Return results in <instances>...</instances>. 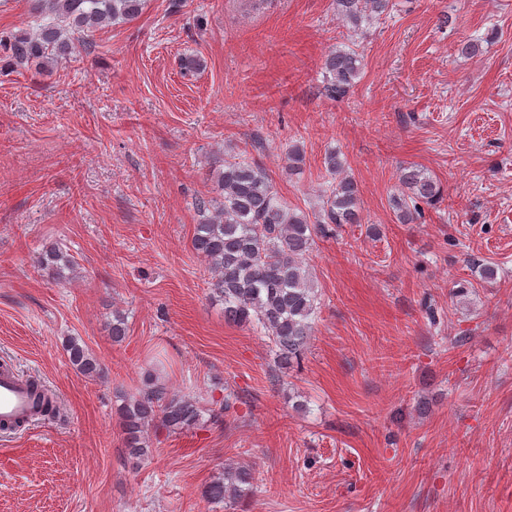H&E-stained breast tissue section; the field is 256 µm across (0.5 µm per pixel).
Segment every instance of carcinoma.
I'll list each match as a JSON object with an SVG mask.
<instances>
[{"mask_svg": "<svg viewBox=\"0 0 512 512\" xmlns=\"http://www.w3.org/2000/svg\"><path fill=\"white\" fill-rule=\"evenodd\" d=\"M38 13L36 31L0 36V51L9 62L27 65L37 59L67 57L76 42L98 27L118 24L137 16L143 0H33ZM336 17L350 33V43L331 50L324 61V92L340 99L357 83L362 56L354 44L363 26L387 12L390 0H334ZM333 182L322 198L318 213L310 215L289 207L279 195L269 173L247 154L224 161L219 174L223 201L201 199L196 204L201 220L192 238L194 251L213 274L214 300L224 305V317L234 323L264 331L283 365L300 358L313 329L317 294L305 263L314 236L326 234L331 225L359 224L360 203L356 181L342 175L344 161L336 151L325 158ZM400 191L390 204L402 224L421 215V204L442 198L440 185L420 168L409 165L400 172ZM40 265L60 275L69 267L68 255L58 245L46 248ZM64 349L81 373L99 377L103 369L96 357L78 340L69 338ZM224 399L219 409L205 410L186 394L169 390L147 376L137 394L119 406L124 445L129 456L141 458L151 447V430L162 427L172 433L201 424L205 413L217 421L230 408ZM41 417L61 416L56 395L45 397ZM255 470L247 463H229L213 479L205 495L213 503L235 506L253 492Z\"/></svg>", "mask_w": 512, "mask_h": 512, "instance_id": "1", "label": "carcinoma"}]
</instances>
